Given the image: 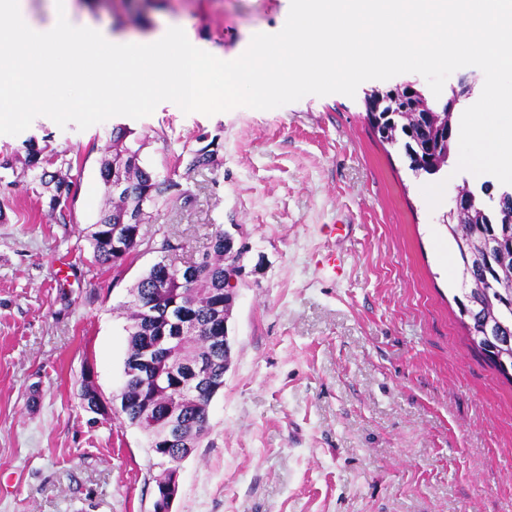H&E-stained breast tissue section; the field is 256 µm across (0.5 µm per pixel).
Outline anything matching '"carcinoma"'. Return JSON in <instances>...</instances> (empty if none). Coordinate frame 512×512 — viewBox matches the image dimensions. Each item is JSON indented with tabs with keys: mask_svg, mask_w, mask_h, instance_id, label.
Returning <instances> with one entry per match:
<instances>
[{
	"mask_svg": "<svg viewBox=\"0 0 512 512\" xmlns=\"http://www.w3.org/2000/svg\"><path fill=\"white\" fill-rule=\"evenodd\" d=\"M429 103L438 109L435 119L424 124L407 126L402 109L413 102L412 96L402 93L398 101L387 105L376 115L365 113V121L376 119L390 130L388 144H399L407 154L410 170L415 174L437 175L448 167L454 154L455 114L443 111L442 101L424 93ZM145 142L135 137L126 126L112 128V154L101 163V177L109 187L108 202L101 208L96 221L89 225L87 238L93 249L95 263L119 266L137 250L140 238H129L124 253L112 250V225L136 216L144 224L150 218L149 208L182 195L179 184L159 178L141 165L140 152ZM41 150L34 144L27 147V167L36 169L40 163L55 167L42 169L35 175L46 186L48 212L56 213L68 202L73 192L68 171L71 161L63 155L40 158ZM454 247L459 276L469 286L462 297L455 298L460 321L467 329L470 341L486 364L507 382L512 383V223H502L500 205L495 198L478 199L468 213L445 223ZM233 261L224 254V229L212 234L210 246L202 255L183 269H177L167 280L161 279L162 263L146 271L133 285L136 294L128 305V350L124 369H134L133 363L142 356L144 336L148 335L143 309L163 313L172 303L188 305L194 311L195 323L175 332L171 348L189 370L198 363L210 360L213 344L209 337L224 333L220 322L214 320L216 304L224 297V275L231 272ZM171 393L155 391L150 377L127 375L121 392L120 410L129 424L139 428L146 437L158 432L151 420L169 406ZM208 402L206 393L183 404L177 416L181 440L168 449L170 457L189 442L198 446L209 428V417L198 403Z\"/></svg>",
	"mask_w": 512,
	"mask_h": 512,
	"instance_id": "cac0c4a2",
	"label": "carcinoma"
}]
</instances>
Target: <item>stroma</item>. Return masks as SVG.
Listing matches in <instances>:
<instances>
[{
  "mask_svg": "<svg viewBox=\"0 0 512 512\" xmlns=\"http://www.w3.org/2000/svg\"><path fill=\"white\" fill-rule=\"evenodd\" d=\"M94 24L154 31L176 22L230 61L279 32L289 0H83ZM355 96L308 95L272 110L208 116L160 103L78 130L40 116L0 135L71 160L77 196L49 215L31 174L0 189V512H153L158 468L120 413L83 408L91 373L118 394L123 308L136 278L202 253L216 227L249 263L229 321L232 364L210 430L179 467L172 512H512V384L472 347L442 203L421 192L400 145L380 142ZM145 138L144 167L186 196L159 203L121 266L94 263L85 229L105 201L110 132ZM214 162L192 167L201 134ZM173 249L160 250L162 240ZM333 250L342 273L320 268Z\"/></svg>",
  "mask_w": 512,
  "mask_h": 512,
  "instance_id": "1",
  "label": "stroma"
}]
</instances>
